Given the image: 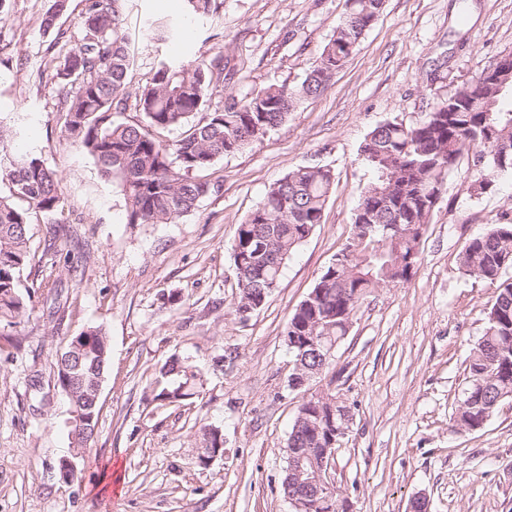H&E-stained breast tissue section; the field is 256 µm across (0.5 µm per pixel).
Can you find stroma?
I'll use <instances>...</instances> for the list:
<instances>
[{
    "label": "stroma",
    "instance_id": "1",
    "mask_svg": "<svg viewBox=\"0 0 512 512\" xmlns=\"http://www.w3.org/2000/svg\"><path fill=\"white\" fill-rule=\"evenodd\" d=\"M344 0H223L195 18L183 0H129L133 82L162 60L223 52L224 94L300 83L332 36ZM50 0H7L0 11V124L12 146L40 157L61 181L53 220L29 226L35 260L21 288L43 274L67 303L35 310L0 335V512H294L284 498V448L314 385L292 390L284 330L309 289L347 243L372 174L361 145L375 126L417 123L441 100L512 54V0H385L348 63L288 122L216 166L220 191L172 224H131L120 186L66 138L55 70L40 26ZM178 25L169 41L153 22ZM298 165H321L336 190L322 221L285 265L277 288L248 320L233 312L232 240L269 187ZM471 157L448 174L410 278L378 289L357 311L329 369L352 421L332 476L349 512H512V401L476 431L453 418L470 351L482 336L494 285L464 274L465 243L512 220V173L471 195ZM71 237L51 239L53 225ZM102 326L111 363L97 432L77 476L62 482L68 407L54 385L56 349ZM196 366L199 394L157 400L171 356ZM224 434V455L202 465L195 424Z\"/></svg>",
    "mask_w": 512,
    "mask_h": 512
}]
</instances>
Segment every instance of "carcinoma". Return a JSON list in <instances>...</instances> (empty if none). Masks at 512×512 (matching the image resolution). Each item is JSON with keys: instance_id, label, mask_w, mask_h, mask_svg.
<instances>
[{"instance_id": "1", "label": "carcinoma", "mask_w": 512, "mask_h": 512, "mask_svg": "<svg viewBox=\"0 0 512 512\" xmlns=\"http://www.w3.org/2000/svg\"><path fill=\"white\" fill-rule=\"evenodd\" d=\"M126 2L85 0L77 31L63 45L56 21L69 0H52L41 26L56 32L46 51L55 63L67 137L93 157L103 176L118 180L128 223L169 224L221 187L202 173L264 138L304 100L327 89L379 17L384 0H345L331 38L300 84H269L225 101L220 99L221 53L187 64L162 62L149 81L131 85L135 53L123 25ZM221 5L222 0H185L187 13L200 18L216 14ZM130 108L138 119H115ZM198 112L206 118L193 120ZM176 128L179 139H161L160 132ZM11 139L12 131L0 125V181L9 188V195L0 196V327L13 326L32 302L31 291L19 287L21 273L35 258L28 224L34 216L53 215L61 195L57 172L38 157L13 152ZM470 151L476 171L470 193L482 195L493 189L496 175L512 173V63L482 71L416 125L394 119L367 134L361 153L373 179L353 213L355 250L348 267L330 265L319 275L310 289L314 297L305 298L290 316L285 334L299 341L286 343L294 361L315 366L314 337H326L328 346L340 342L369 295L410 278L448 172ZM333 185L329 169L297 166L237 225L232 250L242 279L234 312H255L265 304L290 256L321 223ZM17 200L27 208L16 206ZM459 265L464 274L496 285L484 334L468 357L467 385L454 417L456 426L476 431L512 399V279L502 278L512 267V224H497L469 239ZM81 335L94 338L92 352L105 349L102 371H107L110 346H102L108 340L102 327L90 326ZM161 374L170 387L158 399L182 403L198 395L199 373L179 358L167 361ZM334 399L327 386L300 404L287 447L323 451L326 430L343 425L341 414L330 413L327 401ZM198 437L204 449L224 447L216 426H200ZM282 491L305 496L304 512H345L340 495L333 494L334 508L328 511L322 497L293 484L288 474Z\"/></svg>"}]
</instances>
